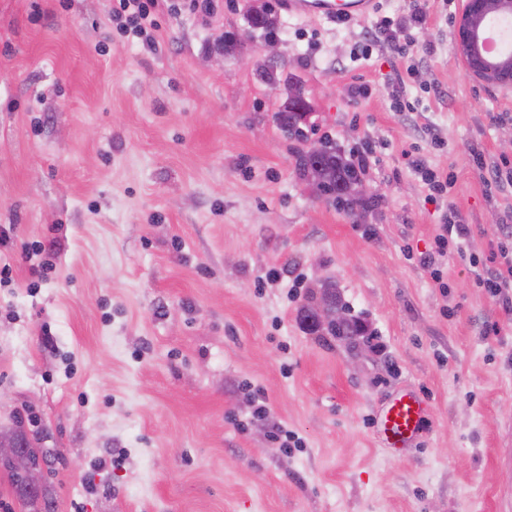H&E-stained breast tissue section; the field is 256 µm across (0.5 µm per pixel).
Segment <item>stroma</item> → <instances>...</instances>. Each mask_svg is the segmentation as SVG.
<instances>
[{
  "label": "stroma",
  "instance_id": "1",
  "mask_svg": "<svg viewBox=\"0 0 512 512\" xmlns=\"http://www.w3.org/2000/svg\"><path fill=\"white\" fill-rule=\"evenodd\" d=\"M162 0L155 48L120 36L115 0H0V225H14L0 287V428L61 454L40 498L54 512H512V303L478 284L512 253V193L487 186L512 163V93L473 80L453 45L458 4L429 0L402 71L373 24L271 16L275 81L262 77L268 0L202 22ZM434 54H426V47ZM363 79L367 97L350 95ZM312 108L307 142L278 114L289 82ZM343 159L369 146L377 195L354 206L300 176L304 144ZM487 162L478 167L473 150ZM453 173L429 199L410 167ZM470 228L421 259L449 216ZM52 239L46 277L19 260ZM272 268L281 279L262 285ZM331 288L366 334L301 320ZM262 388L268 417L254 419ZM429 403L417 447L381 448L392 395ZM303 441L284 449L271 428Z\"/></svg>",
  "mask_w": 512,
  "mask_h": 512
}]
</instances>
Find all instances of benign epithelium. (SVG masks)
<instances>
[{"label":"benign epithelium","instance_id":"obj_1","mask_svg":"<svg viewBox=\"0 0 512 512\" xmlns=\"http://www.w3.org/2000/svg\"><path fill=\"white\" fill-rule=\"evenodd\" d=\"M502 12L512 14V0H463L454 21V46L463 61L468 75L478 82L512 91V60L493 67L488 66L482 46V23L485 18ZM300 89L289 87L288 108L302 115L301 121L309 117L308 102H300ZM53 455L47 448L33 457L26 454L16 437L6 431L0 432V459L15 463L21 474L34 484L39 483L41 471Z\"/></svg>","mask_w":512,"mask_h":512}]
</instances>
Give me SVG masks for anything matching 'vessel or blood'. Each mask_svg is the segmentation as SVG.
I'll use <instances>...</instances> for the list:
<instances>
[{"label": "vessel or blood", "mask_w": 512, "mask_h": 512, "mask_svg": "<svg viewBox=\"0 0 512 512\" xmlns=\"http://www.w3.org/2000/svg\"><path fill=\"white\" fill-rule=\"evenodd\" d=\"M289 14L313 15L329 21L354 22L373 12L377 0H288ZM429 410L427 400L412 391L394 395L376 420L377 438L383 448L400 452L413 447Z\"/></svg>", "instance_id": "1"}]
</instances>
